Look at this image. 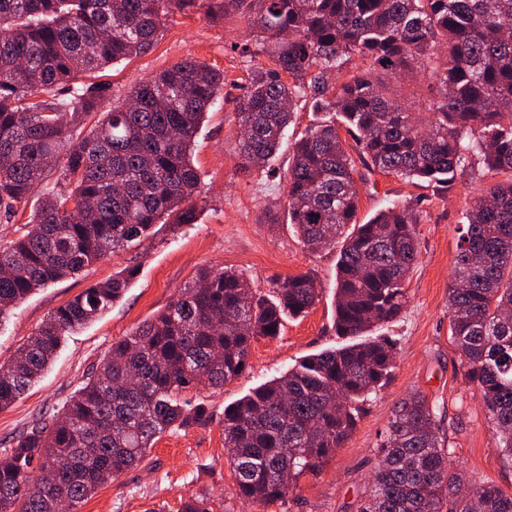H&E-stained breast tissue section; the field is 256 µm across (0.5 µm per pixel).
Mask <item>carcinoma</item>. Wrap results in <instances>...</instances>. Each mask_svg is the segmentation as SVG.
<instances>
[{
	"label": "carcinoma",
	"mask_w": 512,
	"mask_h": 512,
	"mask_svg": "<svg viewBox=\"0 0 512 512\" xmlns=\"http://www.w3.org/2000/svg\"><path fill=\"white\" fill-rule=\"evenodd\" d=\"M197 0H0V210L43 195L19 238L0 246V319L35 289L138 244L156 224H190L200 185L192 156L224 73L186 59L140 82L84 132L103 89L88 73L154 44L165 17ZM262 38L237 117L241 168L264 169L300 99L333 116L295 143L288 223L311 251L337 249L336 335L345 343L304 357L224 407V445L237 495L283 501L356 429L389 381L395 344L369 335L396 319L418 262L419 211L394 201L357 220L358 168L451 185L474 157L509 177L465 213L448 309L453 342L499 447L512 459V0H209ZM345 72L330 84V71ZM427 77V119L400 101L406 74ZM64 159L54 183L48 171ZM134 270L96 283L51 312L0 367V409L41 376L63 337L118 301ZM319 298L314 277L261 295L228 270L203 269L153 319L112 343L101 364L51 417L31 426L0 463V512H79L100 487L140 464L175 428L212 411L182 393L219 388L244 369L255 340L280 334ZM436 406L400 403L358 512H512V494L472 487L450 469Z\"/></svg>",
	"instance_id": "1"
}]
</instances>
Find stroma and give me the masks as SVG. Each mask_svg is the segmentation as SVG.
<instances>
[{"mask_svg": "<svg viewBox=\"0 0 512 512\" xmlns=\"http://www.w3.org/2000/svg\"><path fill=\"white\" fill-rule=\"evenodd\" d=\"M257 40L238 14L177 12L166 17L149 50L92 75V83L105 88L100 104L105 112L138 82L182 60L194 59L223 71L224 96L208 113L194 149L193 162L200 174L197 219L175 227L156 225L139 247L114 253L77 276L37 289L0 322L1 365L12 359L51 311L88 284L128 267L137 270L121 302L67 337L42 377L9 409L0 411V459L36 420L64 405L113 342L164 309L200 268L235 270L264 293L272 290L276 279L308 273L318 282L320 298L305 317L286 320L276 338L254 342L246 370L223 388L187 391L188 399L209 404L212 422L163 434L141 465L99 488L80 512H179L191 494L206 495L213 512H357L387 425L401 401L414 393L424 394L436 405L442 431L455 450V465L471 481H489L511 494L512 462L499 448L476 388L465 376L448 317L458 227L474 197L493 182L475 159L447 188L363 172L358 182L359 220H368L392 200L412 204L425 215L417 227L421 253L406 283V307L397 321L378 329L397 341L395 369L384 389L367 402L346 444L319 469L303 475L285 501L262 509L237 497L224 446L225 406L281 375L302 357L339 343L334 329L335 250L308 251L288 222L276 227L263 222L264 210L284 212L292 145L309 125L321 120V113L310 102H298L294 121L267 168L247 172L240 167L237 102L253 65L266 63L267 58L244 56L236 47L252 46Z\"/></svg>", "mask_w": 512, "mask_h": 512, "instance_id": "35a3bbf8", "label": "stroma"}]
</instances>
